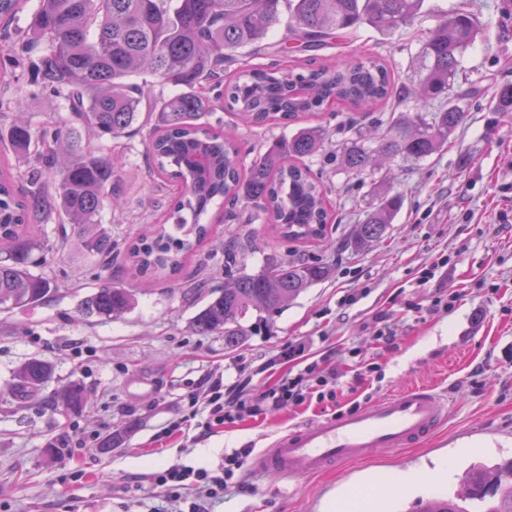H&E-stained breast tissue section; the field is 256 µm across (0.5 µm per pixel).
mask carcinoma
Instances as JSON below:
<instances>
[{"instance_id": "obj_1", "label": "carcinoma", "mask_w": 512, "mask_h": 512, "mask_svg": "<svg viewBox=\"0 0 512 512\" xmlns=\"http://www.w3.org/2000/svg\"><path fill=\"white\" fill-rule=\"evenodd\" d=\"M27 0H0V40L17 55L42 48L35 76L63 98L72 116L36 129L20 108L11 117L8 154L24 166L23 183L0 171V311L45 303L58 289L35 273V252L46 249L38 234L56 218L58 241L75 239L106 266L119 258L111 233L98 220L104 202L126 205L121 159L110 143L143 127L142 104L152 100L158 116L145 143L149 172L180 182L185 193L170 209L176 237L163 224L132 243L125 256L140 272L176 271L209 235L201 223L216 200L239 203L227 217L240 224H270L294 241L319 240L331 216L326 191L305 160L335 155L341 168L362 175L379 158L418 161L448 144L462 124L459 102L478 94L460 91L461 61L479 30L471 4L460 5L435 27L417 34L413 78L396 85L379 58L322 64L296 74L278 62L240 67L254 56H288L339 44L359 26L395 33L413 26L424 0H39L29 26L13 27ZM288 15L284 38L265 43L270 29ZM184 88L172 98L153 97L154 83ZM413 100V112L373 117L381 103L393 109ZM347 103L349 135L335 143L322 126L302 127L245 164L236 142L208 126L215 109L236 112L249 126L295 120L324 105ZM403 205V196L379 188L377 203L352 230L347 246L360 250L378 242ZM332 268L301 257L268 262L245 271L235 244L224 249V287L193 317L200 334L224 337L237 347L254 329L249 318H269L306 288L330 277ZM136 303V292L105 279L80 303L84 316L117 319ZM54 379L53 366L29 359L12 386L22 403ZM84 388L56 389L50 404L83 406ZM460 501L435 500L424 512H512V458L473 465L462 476Z\"/></svg>"}]
</instances>
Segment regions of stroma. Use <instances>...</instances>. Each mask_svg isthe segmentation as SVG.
Masks as SVG:
<instances>
[{"label": "stroma", "mask_w": 512, "mask_h": 512, "mask_svg": "<svg viewBox=\"0 0 512 512\" xmlns=\"http://www.w3.org/2000/svg\"><path fill=\"white\" fill-rule=\"evenodd\" d=\"M459 2L425 0L414 29L383 35L363 26L342 45L307 53L306 65L378 54L406 79L419 48L415 29L434 27ZM473 3L482 35L462 70L482 93L466 100V121L448 146L415 164L398 160L355 177L332 156L312 157L309 165L321 175L334 214L325 238L300 243L265 224L215 223L180 270L146 274L125 261L103 269L74 244L37 254V272L54 280L58 294L0 312V512H189L194 490L172 498L154 472L173 464L219 470L236 449L272 447L289 428L417 384L437 387L452 401L446 425L423 446L378 448L365 460L294 480L246 467L209 512H349L347 485L379 473L418 474L419 484L385 512H419L430 498L454 496L473 464L512 457V111L490 109L499 85L512 82V0ZM37 59L33 53L13 66L0 55V69L13 77L10 100L39 127L69 112L63 99L32 82ZM209 121L236 130L247 161L293 130L282 123L249 128L221 110ZM144 140L139 134L120 141L132 189L123 211L107 207L100 216L124 247L159 223L178 195L173 183L150 175ZM385 181L403 195L401 210L380 242L346 248ZM233 238L246 250V272L296 255L331 265L334 273L228 349L223 337L196 332L192 318L212 290L223 287L224 245ZM429 267L433 279L420 284ZM104 277L137 289V305L115 320L81 317L79 302ZM446 292L459 293V301L450 311L433 312V300ZM382 313L397 329L390 347L375 336L374 318ZM291 341L305 342L312 356H326L336 368V400L311 395L301 405L205 433L209 411L190 402L200 383L220 374L228 384L245 379L253 390L272 387L289 370L277 352ZM32 358L50 362L55 381L20 404L9 386ZM70 381L85 389L83 408H51L56 386ZM179 418L182 432L161 440L163 428ZM485 427L503 431V438L468 446L465 434ZM110 433L117 440L102 451L99 442ZM62 435L82 439V447L50 457L49 443ZM444 459L454 462L448 479L434 473Z\"/></svg>", "instance_id": "stroma-1"}]
</instances>
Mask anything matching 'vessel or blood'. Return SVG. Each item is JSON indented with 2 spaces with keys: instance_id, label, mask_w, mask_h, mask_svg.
I'll return each instance as SVG.
<instances>
[{
  "instance_id": "1",
  "label": "vessel or blood",
  "mask_w": 512,
  "mask_h": 512,
  "mask_svg": "<svg viewBox=\"0 0 512 512\" xmlns=\"http://www.w3.org/2000/svg\"><path fill=\"white\" fill-rule=\"evenodd\" d=\"M449 410L437 388L411 387L294 428L256 455L252 469L289 479L313 476L341 461L366 458L372 448L419 443L445 421Z\"/></svg>"
}]
</instances>
